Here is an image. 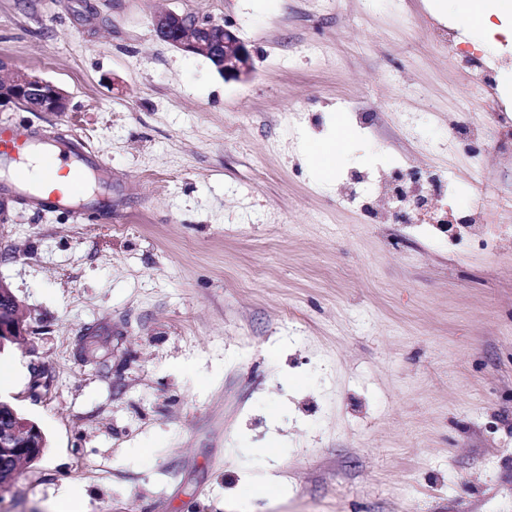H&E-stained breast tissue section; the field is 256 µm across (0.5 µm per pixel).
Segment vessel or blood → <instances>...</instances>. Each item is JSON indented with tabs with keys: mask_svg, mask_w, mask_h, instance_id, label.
I'll list each match as a JSON object with an SVG mask.
<instances>
[{
	"mask_svg": "<svg viewBox=\"0 0 512 512\" xmlns=\"http://www.w3.org/2000/svg\"><path fill=\"white\" fill-rule=\"evenodd\" d=\"M44 137L43 130L31 126L0 128V172L5 175L0 181V198L9 200L22 196L35 209L52 204L76 210L98 223H111V190L97 192L91 188L93 174L104 170V163L81 143L71 140H61L54 148L35 152L36 143ZM35 162L39 163L46 179L54 170L65 169L75 184L74 189L50 194L37 191L30 177L31 165Z\"/></svg>",
	"mask_w": 512,
	"mask_h": 512,
	"instance_id": "obj_1",
	"label": "vessel or blood"
}]
</instances>
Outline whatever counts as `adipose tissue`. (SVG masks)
I'll list each match as a JSON object with an SVG mask.
<instances>
[{
  "label": "adipose tissue",
  "instance_id": "adipose-tissue-1",
  "mask_svg": "<svg viewBox=\"0 0 512 512\" xmlns=\"http://www.w3.org/2000/svg\"><path fill=\"white\" fill-rule=\"evenodd\" d=\"M435 5L455 16L475 40L501 34L512 42V0H435Z\"/></svg>",
  "mask_w": 512,
  "mask_h": 512
}]
</instances>
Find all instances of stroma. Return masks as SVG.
Returning a JSON list of instances; mask_svg holds the SVG:
<instances>
[{
	"instance_id": "35a3bbf8",
	"label": "stroma",
	"mask_w": 512,
	"mask_h": 512,
	"mask_svg": "<svg viewBox=\"0 0 512 512\" xmlns=\"http://www.w3.org/2000/svg\"><path fill=\"white\" fill-rule=\"evenodd\" d=\"M165 10L233 25L251 80L161 42ZM459 28L432 0H0V59L70 95L0 126L83 142L117 203L108 224L5 206L30 334L0 396L48 445L0 512L73 487L81 512H512V206L489 201L512 194L490 119L512 48ZM465 102L482 134L449 139ZM338 120L324 178L305 143ZM398 168L465 192L390 222L366 192ZM475 205L494 251L439 229ZM340 135L336 137V121L334 134L324 141L313 142L308 157L316 168L318 174L324 178L329 177L336 168V159L347 141L352 138V131L344 122H339Z\"/></svg>"
}]
</instances>
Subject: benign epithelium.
Here are the masks:
<instances>
[{
    "label": "benign epithelium",
    "mask_w": 512,
    "mask_h": 512,
    "mask_svg": "<svg viewBox=\"0 0 512 512\" xmlns=\"http://www.w3.org/2000/svg\"><path fill=\"white\" fill-rule=\"evenodd\" d=\"M156 36L167 45L212 60L216 69L227 81H247L253 73L252 50L228 24L209 20L192 19L175 11H162L152 18ZM219 30L221 40L211 32ZM0 104H13L28 112H66L69 94L45 78L24 70L10 69L0 60ZM20 303L10 286L0 279V354L5 348L18 343L28 333L19 316ZM11 413L9 420L0 422V460L13 467L0 474L4 483L12 484L18 477L20 465L38 461L47 447L42 429L28 418L19 416L16 405L0 397V411Z\"/></svg>",
    "instance_id": "7a95c632"
}]
</instances>
